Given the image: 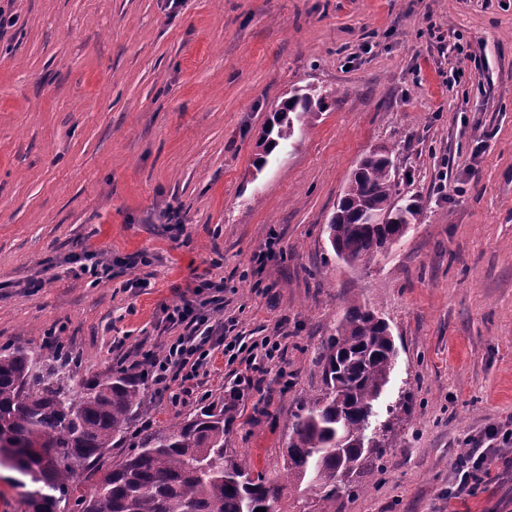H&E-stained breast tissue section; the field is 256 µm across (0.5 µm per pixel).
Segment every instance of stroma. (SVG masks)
Instances as JSON below:
<instances>
[{
	"instance_id": "stroma-1",
	"label": "stroma",
	"mask_w": 512,
	"mask_h": 512,
	"mask_svg": "<svg viewBox=\"0 0 512 512\" xmlns=\"http://www.w3.org/2000/svg\"><path fill=\"white\" fill-rule=\"evenodd\" d=\"M0 30V353L47 356L76 382L179 336L162 307L212 298L227 336L279 337L280 372L241 393L233 445L282 466L288 414L322 387V340L349 302L385 318L382 396H412L378 483L332 512H512V449L449 501L458 452L512 430V0H5ZM328 92L263 169L258 133L292 89ZM391 150L402 240L348 265L327 224L358 163ZM186 223L177 231L168 207ZM274 258L254 261L270 238ZM100 252L99 283L68 263ZM144 278L148 287H130ZM219 366L180 401L146 388L160 427L236 387Z\"/></svg>"
}]
</instances>
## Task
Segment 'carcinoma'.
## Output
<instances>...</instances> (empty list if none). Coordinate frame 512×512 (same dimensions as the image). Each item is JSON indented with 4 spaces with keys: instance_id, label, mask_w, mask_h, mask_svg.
I'll use <instances>...</instances> for the list:
<instances>
[{
    "instance_id": "1",
    "label": "carcinoma",
    "mask_w": 512,
    "mask_h": 512,
    "mask_svg": "<svg viewBox=\"0 0 512 512\" xmlns=\"http://www.w3.org/2000/svg\"><path fill=\"white\" fill-rule=\"evenodd\" d=\"M328 93L308 89L277 109L260 136L264 157L288 142L295 124L326 108ZM393 161L366 156L352 173L327 224L336 257L351 264L399 241L404 217L418 205L396 202ZM377 214L389 219L370 224ZM397 357L390 324L357 304L347 307L317 357L324 389L299 396L288 415L283 468L254 471L231 447L240 416L238 394L202 405L181 421L156 430H132L145 408L139 379L124 369L77 389L62 349L45 358L18 348L0 354V443L15 450L14 469L30 478L29 512H62L61 503L97 474L108 451L131 450L77 497L82 512H255L269 508L271 493L303 482L320 501L350 492L349 477L374 481L392 447L395 425L411 416L408 398L379 407Z\"/></svg>"
}]
</instances>
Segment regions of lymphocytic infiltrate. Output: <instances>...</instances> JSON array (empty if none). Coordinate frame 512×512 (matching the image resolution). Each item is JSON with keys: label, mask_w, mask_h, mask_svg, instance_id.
Wrapping results in <instances>:
<instances>
[{"label": "lymphocytic infiltrate", "mask_w": 512, "mask_h": 512, "mask_svg": "<svg viewBox=\"0 0 512 512\" xmlns=\"http://www.w3.org/2000/svg\"><path fill=\"white\" fill-rule=\"evenodd\" d=\"M166 320L173 325H185L189 335L179 336L167 343L162 354L144 356L140 374L151 382L157 392L178 390L192 392L199 377L209 376L216 356H224L227 365L244 364L247 374L244 384H251V374L261 367L274 364L281 350L279 340L264 338L261 342L245 344L240 337H232L222 349L210 346L212 336L223 334V321L213 319L206 302L180 298L179 302L164 306ZM512 442V432L489 425L476 441L474 448L454 466L448 496L459 499L473 495L478 485L490 474L501 445Z\"/></svg>", "instance_id": "obj_1"}]
</instances>
